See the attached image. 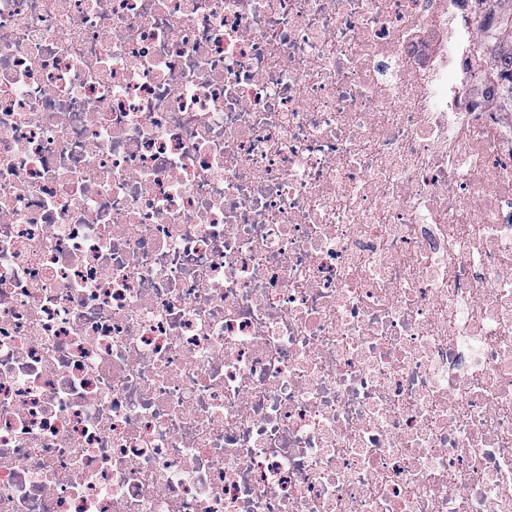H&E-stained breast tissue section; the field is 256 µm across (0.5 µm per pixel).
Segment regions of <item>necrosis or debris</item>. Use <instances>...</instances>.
I'll return each mask as SVG.
<instances>
[{
  "label": "necrosis or debris",
  "mask_w": 512,
  "mask_h": 512,
  "mask_svg": "<svg viewBox=\"0 0 512 512\" xmlns=\"http://www.w3.org/2000/svg\"><path fill=\"white\" fill-rule=\"evenodd\" d=\"M470 11L0 0V512H512Z\"/></svg>",
  "instance_id": "necrosis-or-debris-1"
}]
</instances>
